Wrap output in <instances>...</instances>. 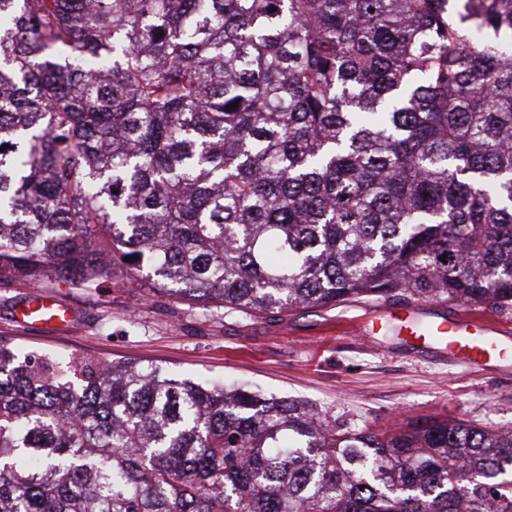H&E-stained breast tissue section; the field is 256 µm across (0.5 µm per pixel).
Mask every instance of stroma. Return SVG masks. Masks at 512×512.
Listing matches in <instances>:
<instances>
[{"label":"stroma","instance_id":"35a3bbf8","mask_svg":"<svg viewBox=\"0 0 512 512\" xmlns=\"http://www.w3.org/2000/svg\"><path fill=\"white\" fill-rule=\"evenodd\" d=\"M125 272L114 263L112 282L96 288L1 281L0 339L40 355L135 358L187 377L244 383L307 402L353 430H404L432 419L512 428V359L493 358L479 370L441 358L405 342L393 320L364 335L383 303L252 320L118 286ZM40 291L75 308L77 321L63 330L19 325L17 310Z\"/></svg>","mask_w":512,"mask_h":512}]
</instances>
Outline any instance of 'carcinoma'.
Masks as SVG:
<instances>
[{"label":"carcinoma","mask_w":512,"mask_h":512,"mask_svg":"<svg viewBox=\"0 0 512 512\" xmlns=\"http://www.w3.org/2000/svg\"><path fill=\"white\" fill-rule=\"evenodd\" d=\"M1 147L0 277L512 314V0H0ZM0 512H512V429L1 340Z\"/></svg>","instance_id":"obj_1"}]
</instances>
